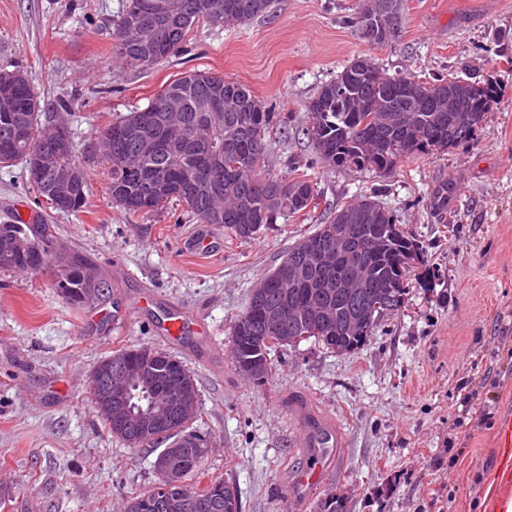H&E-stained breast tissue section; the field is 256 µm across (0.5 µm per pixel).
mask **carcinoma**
I'll return each instance as SVG.
<instances>
[{"instance_id":"1","label":"carcinoma","mask_w":512,"mask_h":512,"mask_svg":"<svg viewBox=\"0 0 512 512\" xmlns=\"http://www.w3.org/2000/svg\"><path fill=\"white\" fill-rule=\"evenodd\" d=\"M157 2L128 0L113 35H118L131 20H140L147 30L157 25ZM200 2L183 0L182 18L167 26V35L158 44L161 59L180 48L196 23L207 20ZM269 6L270 0H224V16L228 23H248L265 14ZM398 19L397 7L385 12L380 0H373L352 24L366 39V22L377 23L384 33L378 43L384 44L395 37ZM213 84L222 86L225 102L224 125L212 130L213 139L224 150L222 197L212 201L205 195L179 192V185L193 173L191 148L184 146L172 155L143 152L139 141L126 133L129 124L140 116L137 109L100 133L103 155L110 164L109 191L112 200L132 216L146 215L175 199L185 203L201 223L210 224L213 208L219 207L224 210V229L233 238L246 242L254 239L280 212L305 214L317 207V193L304 173L289 181L259 176L269 150L265 131L275 119V113L267 110L246 85L213 73L194 71L168 83L151 104H160L165 93L179 90L187 102L186 115L192 118L196 115L195 99ZM30 90L26 79L12 86L19 107L17 120L32 133V144L49 150L51 146L47 145L41 117L52 107L64 111L67 104L62 99L53 105L43 102L38 111L31 112L27 109ZM498 100L499 86L490 79L472 81L453 77L421 81L410 74L390 75L372 59L359 56L323 84L308 102L306 135L329 166L389 172L407 161L445 153L473 139L485 113ZM19 161L27 163L24 146L15 149L7 143V129L0 125V165L8 167ZM158 167L167 168L173 184L169 190L152 195L151 201L144 205L141 198L150 193L149 174ZM88 192L86 181L83 189L75 190L60 202L58 211H81ZM355 208L366 211L367 220L351 227V241L363 243L369 238L379 241L376 250L361 247L357 256L371 283L368 294L356 300L351 297L352 289L336 287L351 274L350 265L336 258L309 272L310 288H274L261 301L250 295L245 311L232 329L236 346L231 353L239 372H252L255 384L261 386L272 377L275 365L270 353L281 346L279 342L266 344L258 337L293 336L301 341L313 338L333 352L349 353L364 346L379 324L380 319L372 313L374 304L388 305L390 315L404 307L407 276L411 269L425 265L423 247L406 236L392 212L371 196H362L336 209L329 223H344L345 213ZM17 241L23 247L11 268L29 271L26 257L30 254L40 253L52 263L63 262L71 254L77 263L70 276L55 283V288L73 306H84L95 300L84 289L93 282L101 285L103 281L92 272L82 255L58 246L52 225L0 224V247ZM261 306L287 315L280 329L274 331L259 319ZM102 421L112 435L133 448L168 444L167 438L155 437L145 438L136 445L127 433L113 428L108 418ZM191 435L194 441L185 448L189 464L183 485L169 488L163 478H158L148 490L130 498L134 502L133 512H199L196 508L199 502L212 505L210 512H240L237 491L223 479L212 477L201 484V479L207 476L205 459L210 448L205 436L197 431ZM347 502V492L333 488L319 501L317 512H347Z\"/></svg>"}]
</instances>
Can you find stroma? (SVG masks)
<instances>
[{"label":"stroma","mask_w":512,"mask_h":512,"mask_svg":"<svg viewBox=\"0 0 512 512\" xmlns=\"http://www.w3.org/2000/svg\"><path fill=\"white\" fill-rule=\"evenodd\" d=\"M126 5L0 0V70L25 71L42 98L69 99L64 118L90 184L82 211L59 213L24 163L0 168V224L43 218L109 287L75 307L52 270L0 268V479L13 494L0 512H122L156 481L155 451L112 436L87 385L101 359L139 346L175 355L194 375L207 473L237 489L242 512H291L307 413L341 431L325 485L348 492V512H494L486 494L512 497L497 446L512 413V0H402L397 34L382 45L351 25L367 0H271L246 24L199 22L178 53L147 68L113 53ZM359 56L423 80L492 77L501 96L475 139L446 154L385 175L331 168L306 135V105ZM193 71L244 84L277 113L260 175L289 180L294 165L307 167L317 209L278 214L247 242L217 231L197 256L183 248L200 226L184 204L132 217L113 202L100 132ZM443 183L442 224L430 202ZM369 194L427 255L411 273L406 308L348 354L312 339L278 348L277 371L254 384L230 349L253 288L336 207ZM177 307L205 324L208 354L198 334L166 340Z\"/></svg>","instance_id":"stroma-1"}]
</instances>
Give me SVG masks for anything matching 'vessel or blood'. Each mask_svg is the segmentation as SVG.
I'll list each match as a JSON object with an SVG mask.
<instances>
[{
    "mask_svg": "<svg viewBox=\"0 0 512 512\" xmlns=\"http://www.w3.org/2000/svg\"><path fill=\"white\" fill-rule=\"evenodd\" d=\"M197 317L184 309L170 314L167 336L169 339H181L186 329L197 325ZM336 445V431L316 418H308L301 430L296 446L309 463V469L296 481L289 494L293 512L305 506L312 490L322 483L324 473L332 462L331 452Z\"/></svg>",
    "mask_w": 512,
    "mask_h": 512,
    "instance_id": "b4317fda",
    "label": "vessel or blood"
}]
</instances>
